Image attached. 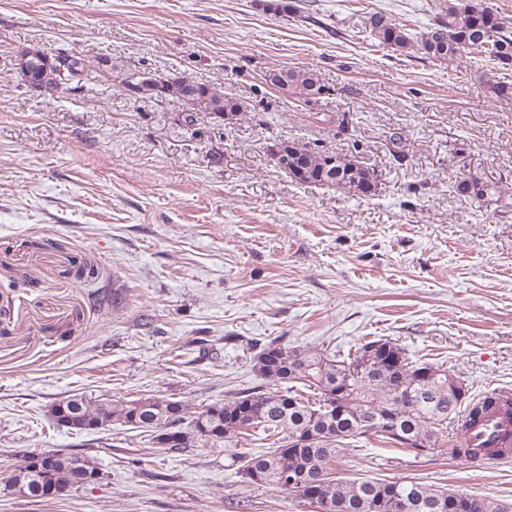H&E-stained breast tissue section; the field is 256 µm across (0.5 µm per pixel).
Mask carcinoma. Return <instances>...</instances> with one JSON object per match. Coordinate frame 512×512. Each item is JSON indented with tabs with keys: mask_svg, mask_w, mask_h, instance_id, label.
<instances>
[{
	"mask_svg": "<svg viewBox=\"0 0 512 512\" xmlns=\"http://www.w3.org/2000/svg\"><path fill=\"white\" fill-rule=\"evenodd\" d=\"M452 7L441 8L431 27L414 33L409 25L381 11L366 12L353 28L364 39L395 52L410 50L425 58L451 65L469 55H480L498 71L512 70V19L488 5L476 9V0H451ZM35 68L45 93L53 95L70 89L86 71L85 60L60 51L53 55L36 52ZM135 70L118 61L104 80L123 85ZM168 91L159 95L155 86L146 87L140 98L161 101L176 98L191 102L219 117L224 113L241 114L240 104L232 97L203 83L193 82L179 72L162 75ZM265 81L309 105L319 99L325 87L313 70L271 69ZM488 92L497 98H512V82L483 74ZM288 165L298 163L308 174L307 182L333 187L352 195L370 196L377 190L374 172L355 156L328 155L294 141H284ZM333 166H328L330 161ZM341 177L333 179L331 171ZM456 191L473 200H483L497 191L476 176L455 181ZM254 369L265 384L240 392L222 403L207 405L188 418L180 400L141 396L117 404L82 398V410L72 419V430H98L119 422L151 436L162 447V438L178 435L174 450L191 448L199 441L214 447L233 438L264 435L269 448L241 458L239 472L248 482L274 486L308 500V490L290 485L292 478L305 474L320 488L317 500L325 503L321 512H336V503L348 506L347 512H429L425 505L443 500L446 512H456L457 494L415 481L342 480L336 477V464L348 452L345 441L371 435L398 448L425 451L436 445L439 432L466 407L470 419L477 420L493 405L494 399L459 400L448 380V369L425 364L429 374L419 376L420 364L412 362L395 343L367 340L344 358L325 349L285 347L274 341L255 354ZM273 385L275 390L265 386ZM341 401L343 416L327 419L330 410ZM312 433L316 440L309 448H295L291 440L298 434ZM42 461L17 466L4 483L3 490L29 497L41 485V474H48L61 487H81L94 483L86 476L84 458L39 451Z\"/></svg>",
	"mask_w": 512,
	"mask_h": 512,
	"instance_id": "carcinoma-1",
	"label": "carcinoma"
}]
</instances>
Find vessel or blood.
I'll use <instances>...</instances> for the list:
<instances>
[{
  "instance_id": "b4317fda",
  "label": "vessel or blood",
  "mask_w": 512,
  "mask_h": 512,
  "mask_svg": "<svg viewBox=\"0 0 512 512\" xmlns=\"http://www.w3.org/2000/svg\"><path fill=\"white\" fill-rule=\"evenodd\" d=\"M499 403L478 422H463L458 431L464 446L483 462L512 455V393L499 391Z\"/></svg>"
}]
</instances>
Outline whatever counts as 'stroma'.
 Returning a JSON list of instances; mask_svg holds the SVG:
<instances>
[{"mask_svg":"<svg viewBox=\"0 0 512 512\" xmlns=\"http://www.w3.org/2000/svg\"><path fill=\"white\" fill-rule=\"evenodd\" d=\"M0 0V482L25 453H78L99 482L61 498L0 493V512H312L250 484L263 441L174 453L115 424L75 432L52 404L155 396L193 408L260 385L259 344L348 354L386 339L447 367L468 397L512 390V101L479 61L450 66L356 36L376 9L419 29L440 0ZM177 71L240 117L133 100L88 67L77 89L29 90L19 51ZM310 69L311 105L272 89ZM354 155L374 195L300 183L271 149ZM500 186L477 202L455 180ZM353 440L344 478L413 480L512 504V458ZM265 81L306 105L317 101L325 91L313 70L270 69L265 75Z\"/></svg>","mask_w":512,"mask_h":512,"instance_id":"stroma-1","label":"stroma"}]
</instances>
